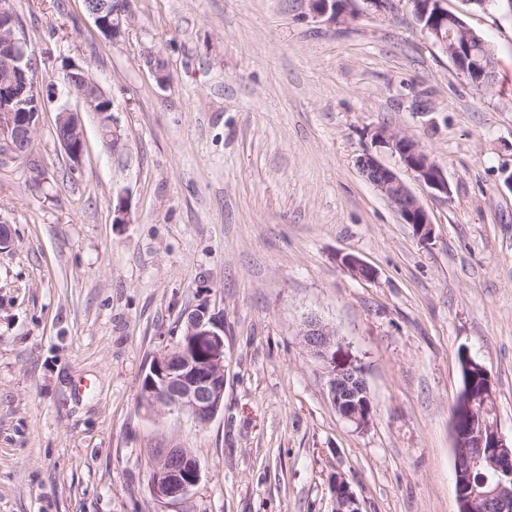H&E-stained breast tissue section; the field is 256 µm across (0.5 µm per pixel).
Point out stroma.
<instances>
[{
	"label": "stroma",
	"instance_id": "stroma-1",
	"mask_svg": "<svg viewBox=\"0 0 512 512\" xmlns=\"http://www.w3.org/2000/svg\"><path fill=\"white\" fill-rule=\"evenodd\" d=\"M46 97L28 160L0 166V512H457L452 409L468 350L512 436V0L445 7L497 61L477 89L417 24L349 0H125L105 38L83 0H8ZM166 65L158 82L144 53ZM112 103L123 139L81 111L73 167L53 129L71 64ZM416 139L448 195L401 179L429 212L421 242L361 174L379 127ZM127 198L129 221H112ZM352 255L375 279L352 275ZM224 315V410L208 425L145 410L152 356L185 308ZM336 329L375 404L336 413L306 317ZM160 448H187V500L150 494ZM332 489L335 499V512H361L358 498L344 477L334 476Z\"/></svg>",
	"mask_w": 512,
	"mask_h": 512
}]
</instances>
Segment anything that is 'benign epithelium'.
Here are the masks:
<instances>
[{"label":"benign epithelium","instance_id":"obj_1","mask_svg":"<svg viewBox=\"0 0 512 512\" xmlns=\"http://www.w3.org/2000/svg\"><path fill=\"white\" fill-rule=\"evenodd\" d=\"M410 2L415 6H434L435 12L423 32L460 71L467 72L469 60L481 65L476 54L477 47L482 45L481 38L456 15L448 13L443 7L444 0ZM85 6L101 32L113 40L121 36L122 21L117 12H108L102 4L96 7L91 0H85ZM317 11L330 13L332 22L350 17L349 12L336 7V0H319ZM0 41L9 47L6 54H0V71L9 77V81L0 84V97L13 106L9 112H0V160L7 162L17 160L18 144L34 138L42 100L33 87L27 42L20 37L16 18L5 0L0 3ZM64 83L68 92L90 112L100 111L99 103L107 101L98 84L77 64L69 66ZM54 135L73 166L79 167L85 149L79 112L63 106ZM374 142L397 158L432 194L448 195L442 169L419 150L413 139L380 128L374 134ZM359 169L421 241L431 240L433 223L428 211L394 169L371 153L359 159ZM342 264L360 279L376 277V271L355 256L343 257ZM181 323V339L152 357L142 379L140 404L186 413L196 423L206 425L224 408V316L212 311L203 300L182 313ZM301 336L309 354L323 365L327 394L336 412L358 429L368 427L374 417V404L367 385L358 391L352 389V380L360 371L354 361L340 355L341 341L336 330L311 316L303 322ZM470 394L471 383L467 382L460 389L462 413L468 414L470 423L467 431L459 429L461 413L452 418L458 512H472L481 501L488 512H512V440L502 434L498 421H485L475 414L473 402L468 399ZM201 479V465L190 449L168 448L155 463L150 493L158 502H177L185 499ZM332 489L335 512H361L358 498L344 477L334 476Z\"/></svg>","mask_w":512,"mask_h":512}]
</instances>
